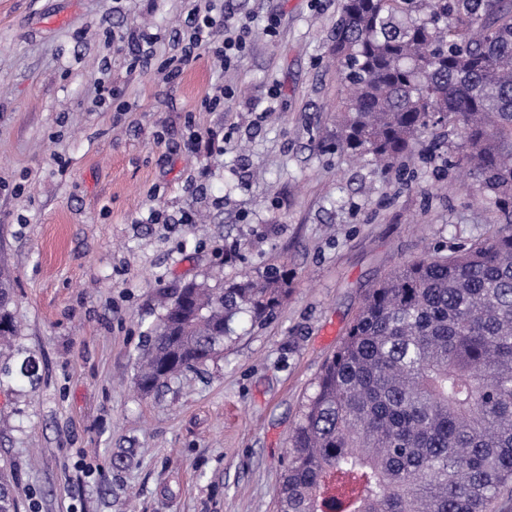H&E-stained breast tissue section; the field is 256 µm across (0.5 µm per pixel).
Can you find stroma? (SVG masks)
I'll use <instances>...</instances> for the list:
<instances>
[{"instance_id":"35a3bbf8","label":"stroma","mask_w":512,"mask_h":512,"mask_svg":"<svg viewBox=\"0 0 512 512\" xmlns=\"http://www.w3.org/2000/svg\"><path fill=\"white\" fill-rule=\"evenodd\" d=\"M210 8L244 55L159 65ZM340 0H0V468L19 512H277L291 436L364 294L485 238L463 170L336 151ZM149 26L151 43L126 37ZM121 94L123 111L101 100ZM287 270L273 319L134 385L161 295ZM4 288H0L1 301L10 293V282L7 278H4L1 284ZM17 332V326L14 322L9 306L1 303L0 306V341L1 343H7L12 336Z\"/></svg>"}]
</instances>
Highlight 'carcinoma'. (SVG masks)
Listing matches in <instances>:
<instances>
[{"instance_id":"obj_1","label":"carcinoma","mask_w":512,"mask_h":512,"mask_svg":"<svg viewBox=\"0 0 512 512\" xmlns=\"http://www.w3.org/2000/svg\"><path fill=\"white\" fill-rule=\"evenodd\" d=\"M331 42L336 146L391 169L433 133L495 219L369 289L303 406L280 512H512V0H341ZM287 293L277 269L186 283L162 301L136 388L206 364L237 315L263 323ZM16 332L1 305L0 341ZM0 512H18L2 475Z\"/></svg>"}]
</instances>
